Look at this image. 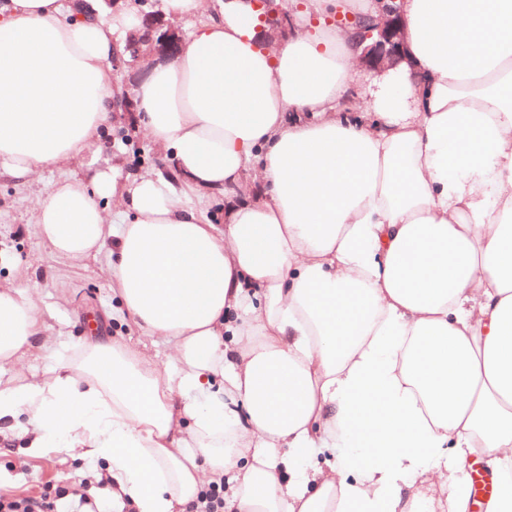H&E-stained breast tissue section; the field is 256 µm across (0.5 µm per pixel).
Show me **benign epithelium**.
I'll use <instances>...</instances> for the list:
<instances>
[{"mask_svg":"<svg viewBox=\"0 0 512 512\" xmlns=\"http://www.w3.org/2000/svg\"><path fill=\"white\" fill-rule=\"evenodd\" d=\"M380 9L377 17L363 20L356 29L359 31V46L362 47L360 64L367 69L382 70L395 67L403 61L404 27L397 0H379ZM242 3L255 8H263L260 21L271 34L283 36L291 29L289 14L280 10L274 0H242ZM139 25L127 38L124 50L112 56V70L120 73L122 66L128 62L145 60L150 56L162 55L170 59L179 56L184 48L182 29L165 20L159 12L140 11Z\"/></svg>","mask_w":512,"mask_h":512,"instance_id":"benign-epithelium-1","label":"benign epithelium"}]
</instances>
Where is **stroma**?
<instances>
[{"instance_id":"obj_1","label":"stroma","mask_w":512,"mask_h":512,"mask_svg":"<svg viewBox=\"0 0 512 512\" xmlns=\"http://www.w3.org/2000/svg\"><path fill=\"white\" fill-rule=\"evenodd\" d=\"M126 172L157 174L168 165L166 152L134 132L128 117L110 122L97 146L67 162L37 171L20 183L0 175V283L33 290L38 304L50 313L54 330L73 336L105 328L126 342L141 339L139 331L121 323L99 265L52 256L35 234L36 201L62 178L86 175L89 161ZM101 464L81 457L79 449L58 448L42 455L23 448L0 447V493L33 495L43 484H72L92 498L103 497L96 480Z\"/></svg>"}]
</instances>
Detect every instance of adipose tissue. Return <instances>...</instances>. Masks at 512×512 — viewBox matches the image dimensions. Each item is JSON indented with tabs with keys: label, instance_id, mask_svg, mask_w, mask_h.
Returning a JSON list of instances; mask_svg holds the SVG:
<instances>
[{
	"label": "adipose tissue",
	"instance_id": "adipose-tissue-1",
	"mask_svg": "<svg viewBox=\"0 0 512 512\" xmlns=\"http://www.w3.org/2000/svg\"><path fill=\"white\" fill-rule=\"evenodd\" d=\"M160 7L190 30L134 87L136 127L178 181L62 179L35 233L103 259L168 361L44 341L34 296L0 284V443L105 461L137 512L222 483L224 512H470L477 456L486 512H512V0H402L405 60L345 109L360 50L332 19L368 0H301L273 46L241 0ZM136 25L101 0H0L1 171L98 144ZM186 189L223 199V226ZM322 448L335 465H312Z\"/></svg>",
	"mask_w": 512,
	"mask_h": 512
}]
</instances>
